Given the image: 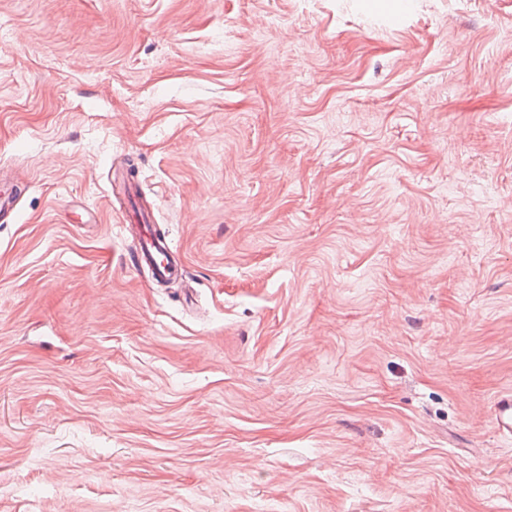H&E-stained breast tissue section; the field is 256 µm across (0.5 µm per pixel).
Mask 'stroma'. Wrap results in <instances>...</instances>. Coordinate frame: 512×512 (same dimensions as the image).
Returning a JSON list of instances; mask_svg holds the SVG:
<instances>
[{
  "label": "stroma",
  "instance_id": "stroma-1",
  "mask_svg": "<svg viewBox=\"0 0 512 512\" xmlns=\"http://www.w3.org/2000/svg\"><path fill=\"white\" fill-rule=\"evenodd\" d=\"M1 190L0 512H512V0H0ZM120 227L133 238L136 264L148 269L154 281L162 283L179 275V263L173 256L170 240L152 224H122ZM495 429L504 435L512 436V394L498 396L493 405Z\"/></svg>",
  "mask_w": 512,
  "mask_h": 512
}]
</instances>
